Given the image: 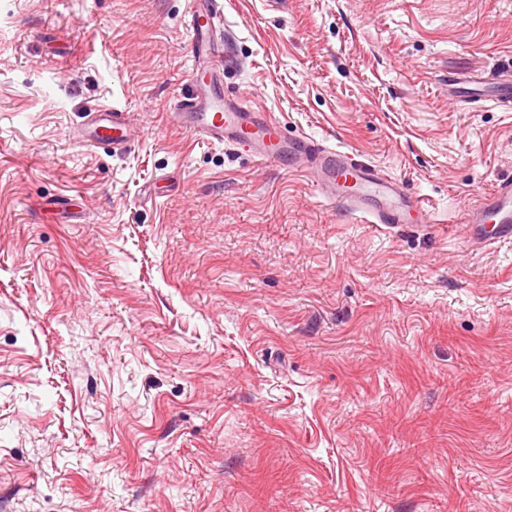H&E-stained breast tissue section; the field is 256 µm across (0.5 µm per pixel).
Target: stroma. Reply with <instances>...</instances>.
Returning a JSON list of instances; mask_svg holds the SVG:
<instances>
[{
  "label": "stroma",
  "mask_w": 512,
  "mask_h": 512,
  "mask_svg": "<svg viewBox=\"0 0 512 512\" xmlns=\"http://www.w3.org/2000/svg\"><path fill=\"white\" fill-rule=\"evenodd\" d=\"M227 95L401 181L367 224L171 114L188 0H0V512H512V0H221ZM129 109L121 157L76 143ZM448 83V86H452L459 101L468 100H481L487 91L496 92L492 97L495 99H488L496 101L498 103H507L509 106L512 105V80L495 82V83H482V82H455ZM470 223L482 229L491 227V236H482L483 242L512 240V181L498 184L493 192L479 206L472 209Z\"/></svg>",
  "instance_id": "35a3bbf8"
}]
</instances>
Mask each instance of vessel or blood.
I'll return each mask as SVG.
<instances>
[{
  "label": "vessel or blood",
  "instance_id": "obj_1",
  "mask_svg": "<svg viewBox=\"0 0 512 512\" xmlns=\"http://www.w3.org/2000/svg\"><path fill=\"white\" fill-rule=\"evenodd\" d=\"M223 30L224 12L219 0H191L186 20L187 51L192 61L189 91L177 108L184 128L216 144L246 147L262 164L286 161L305 171L316 170L324 196L344 203L363 222L410 224L419 218L430 223L424 205L375 165L315 139L288 136L269 113L225 96L217 67ZM452 88L462 101L481 99L490 91L496 102L512 105V80L492 84L456 82ZM76 136L86 145L116 155L127 153L133 145L126 115L116 108L87 112ZM470 221L480 227L490 226L492 239L512 240V181L498 184L484 202L472 209Z\"/></svg>",
  "mask_w": 512,
  "mask_h": 512
}]
</instances>
